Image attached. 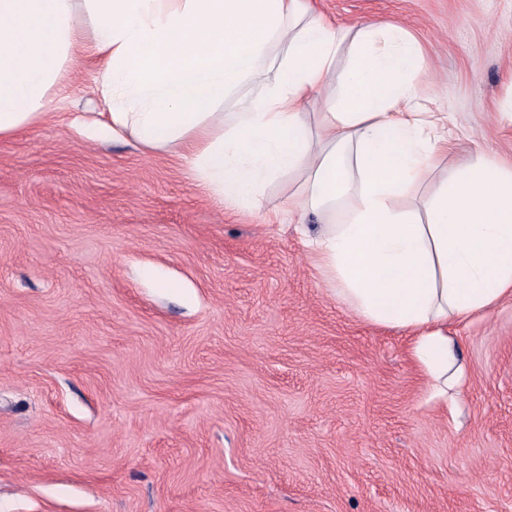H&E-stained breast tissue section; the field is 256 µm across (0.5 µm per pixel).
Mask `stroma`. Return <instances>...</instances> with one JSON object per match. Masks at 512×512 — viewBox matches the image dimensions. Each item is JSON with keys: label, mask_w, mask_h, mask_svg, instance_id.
I'll return each instance as SVG.
<instances>
[{"label": "stroma", "mask_w": 512, "mask_h": 512, "mask_svg": "<svg viewBox=\"0 0 512 512\" xmlns=\"http://www.w3.org/2000/svg\"><path fill=\"white\" fill-rule=\"evenodd\" d=\"M402 25L452 151L512 161V0H315ZM83 56L0 138V512H512V300L449 322L434 395L405 332L321 282L301 237L102 134Z\"/></svg>", "instance_id": "1"}]
</instances>
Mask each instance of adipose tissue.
<instances>
[{"mask_svg":"<svg viewBox=\"0 0 512 512\" xmlns=\"http://www.w3.org/2000/svg\"><path fill=\"white\" fill-rule=\"evenodd\" d=\"M83 51L113 139L178 157L239 212L288 180L280 213L323 283L363 321L411 332L447 394L449 321L512 297V166L476 159L399 206L451 149L414 103L422 50L405 29L335 26L311 0H0V138L43 120Z\"/></svg>","mask_w":512,"mask_h":512,"instance_id":"obj_1","label":"adipose tissue"}]
</instances>
